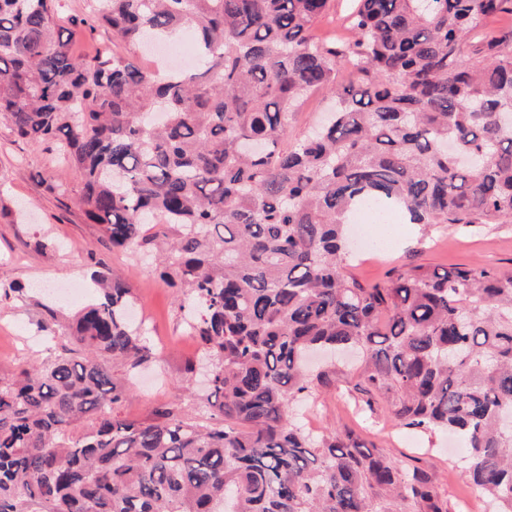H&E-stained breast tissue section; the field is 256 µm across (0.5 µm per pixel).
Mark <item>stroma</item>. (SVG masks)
<instances>
[{
	"label": "stroma",
	"instance_id": "obj_1",
	"mask_svg": "<svg viewBox=\"0 0 512 512\" xmlns=\"http://www.w3.org/2000/svg\"><path fill=\"white\" fill-rule=\"evenodd\" d=\"M55 5L61 20L76 30L80 53L110 42V32L83 25L86 0H55ZM42 238L48 240L47 248H38ZM419 263L439 267L480 263L512 270V223L485 224L471 231L454 224L427 229L407 224L387 247L356 256L351 273L360 283L370 284L383 280L392 269ZM99 264L111 267L133 288L156 353L134 380L125 414L145 419L156 407L172 403L182 414L194 415L198 396L181 391L179 380L186 360L199 359L201 350L187 333L177 291L160 280L148 256L112 251L98 225L85 217L79 179L53 149L18 140L0 119V279L30 289L25 298L0 304V378L41 364L51 355L47 344L31 342L39 333L36 302L43 289L88 285L91 269ZM291 414L316 434L371 427L374 442L391 460L432 475L448 512H492L468 483L447 435L401 429L382 407L372 414L364 412L359 394L343 376L318 388L314 401L294 403Z\"/></svg>",
	"mask_w": 512,
	"mask_h": 512
}]
</instances>
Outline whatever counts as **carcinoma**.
I'll use <instances>...</instances> for the list:
<instances>
[{"mask_svg":"<svg viewBox=\"0 0 512 512\" xmlns=\"http://www.w3.org/2000/svg\"><path fill=\"white\" fill-rule=\"evenodd\" d=\"M54 0H0V118L80 177L114 249L160 260L211 360L202 413L122 414L154 355L131 287L66 314L50 360L0 378V512H447L431 477L348 432L311 434L290 406L354 348L355 389L397 426L457 435L465 474L512 512V272L476 264L348 273L354 212L411 224L512 221V0H354L347 41L311 28L332 0H100L129 46L183 34L197 72L158 77L108 50L71 52ZM316 91L328 120L288 142ZM25 288L0 280V302Z\"/></svg>","mask_w":512,"mask_h":512,"instance_id":"1","label":"carcinoma"}]
</instances>
